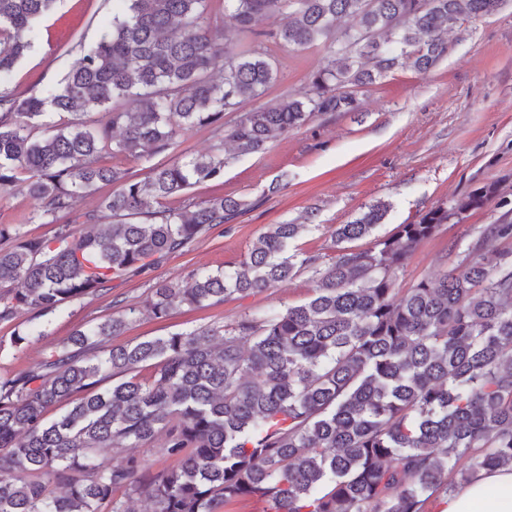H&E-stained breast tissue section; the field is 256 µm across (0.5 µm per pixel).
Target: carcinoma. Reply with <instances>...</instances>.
<instances>
[{"mask_svg": "<svg viewBox=\"0 0 512 512\" xmlns=\"http://www.w3.org/2000/svg\"><path fill=\"white\" fill-rule=\"evenodd\" d=\"M55 2L0 0V192L33 201L22 223L0 225L1 323L22 310L61 316L232 221L250 204L165 202L223 178L226 143L257 153L316 113L354 108L346 85L428 71L447 53L445 32L504 0H224L238 31L281 15L276 44L326 50L302 98L244 113L276 62L259 36L237 51L222 41L209 0H121L60 81L15 94L6 82ZM343 18L353 24L338 26ZM54 113L69 118L57 125ZM195 128L216 134L210 152L157 163L142 180L109 163L149 160ZM112 185L95 209L73 214L77 197ZM499 196L487 183L369 248L351 245L385 220L389 204L378 201L336 226L331 256L292 248L314 212L269 224L237 268L197 272L185 288L163 282L143 308L79 329L33 369L0 377V512H130L114 497L121 488L148 497L152 512H220L241 498L265 501L266 512H426L433 495L511 467L512 252L493 265L485 254L512 239V220L482 228L449 271L394 288L421 242ZM24 224L58 228L45 239ZM304 272L314 288L300 305L110 344L143 312L162 320ZM45 335L35 324L12 343ZM158 435L178 460L172 470L151 474L134 455L115 466L102 454Z\"/></svg>", "mask_w": 512, "mask_h": 512, "instance_id": "cac0c4a2", "label": "carcinoma"}]
</instances>
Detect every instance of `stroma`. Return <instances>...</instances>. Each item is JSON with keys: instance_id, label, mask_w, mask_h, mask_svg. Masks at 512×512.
Segmentation results:
<instances>
[{"instance_id": "obj_1", "label": "stroma", "mask_w": 512, "mask_h": 512, "mask_svg": "<svg viewBox=\"0 0 512 512\" xmlns=\"http://www.w3.org/2000/svg\"><path fill=\"white\" fill-rule=\"evenodd\" d=\"M116 7L115 0H57L36 24L33 45L16 65L11 89L23 95L57 83L78 61L77 43L97 40ZM446 40L447 54L430 71L404 68L354 88L355 110L314 116L266 150L229 159L223 179L197 184L166 202L170 208L215 196L249 202L233 222L211 229L153 268L113 281L110 291L73 303L64 315L50 319L48 336L38 342L21 349L11 343L15 327L29 325L32 312L0 323V374L29 369L75 329L142 306L159 281H183L199 268L237 266L266 225L300 221L308 209L316 211V226L297 247L330 254L336 226L378 200L391 204L379 229L383 235L486 183H498L503 200L512 201V0L493 15L464 22ZM325 54L320 45L277 48V75L266 100L300 97ZM275 183L281 189L273 194L269 187ZM503 212L500 203L492 202L443 225L415 249L397 288L406 290L449 269L456 261L450 247L465 249ZM312 287L304 273L264 293L236 295L205 308L183 305L163 321L130 322L112 342L224 326L246 312L301 304Z\"/></svg>"}]
</instances>
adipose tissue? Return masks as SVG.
I'll list each match as a JSON object with an SVG mask.
<instances>
[{
  "label": "adipose tissue",
  "mask_w": 512,
  "mask_h": 512,
  "mask_svg": "<svg viewBox=\"0 0 512 512\" xmlns=\"http://www.w3.org/2000/svg\"><path fill=\"white\" fill-rule=\"evenodd\" d=\"M432 512H512V467L484 470L448 495L433 497Z\"/></svg>",
  "instance_id": "obj_1"
}]
</instances>
